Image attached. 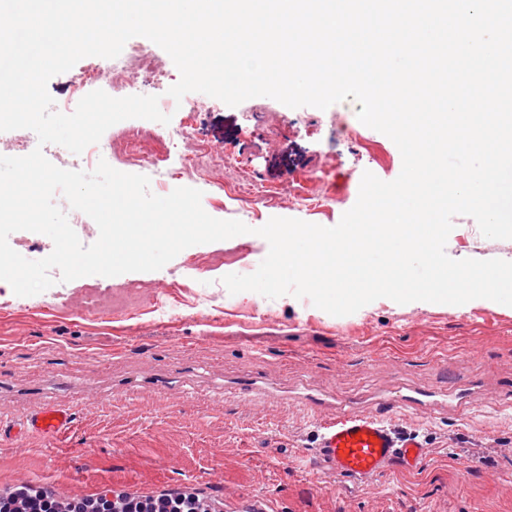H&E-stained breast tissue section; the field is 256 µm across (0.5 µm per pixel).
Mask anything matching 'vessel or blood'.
Wrapping results in <instances>:
<instances>
[{"label":"vessel or blood","instance_id":"vessel-or-blood-1","mask_svg":"<svg viewBox=\"0 0 512 512\" xmlns=\"http://www.w3.org/2000/svg\"><path fill=\"white\" fill-rule=\"evenodd\" d=\"M291 401L315 413L311 444L300 456V465L324 474L380 482L395 470H418L430 456V445L419 429L395 424L397 412L414 406L429 409L446 403L447 396L433 388L414 396L384 397L371 408L360 409L307 387ZM73 430L72 410L54 402L45 403L21 421H0V437L14 441L33 436L55 440Z\"/></svg>","mask_w":512,"mask_h":512}]
</instances>
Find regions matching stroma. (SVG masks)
Wrapping results in <instances>:
<instances>
[{
	"mask_svg": "<svg viewBox=\"0 0 512 512\" xmlns=\"http://www.w3.org/2000/svg\"><path fill=\"white\" fill-rule=\"evenodd\" d=\"M199 114L195 134L218 153H249L254 165L232 171L205 163L189 187L217 219H237L248 234L194 245L162 269L59 282L25 304L0 305V419H17L48 401L71 407L74 432L63 441L30 438L25 450L0 441V493L28 475L74 496L113 488L148 493L190 488L233 512L267 498L275 512H512V306L475 301L458 306L399 304L377 299L357 312L333 316L310 299L230 293L222 279L253 273L269 245L255 228L274 217L331 227L354 206L364 172L391 181L402 169L394 142L360 127L362 145L343 129L359 125L361 109L347 99L321 110L290 108L270 97L230 107L191 92ZM169 124L127 119L99 145L113 168L150 179L152 193L178 186L168 168L123 153L120 130H153L150 151L179 154ZM322 176L335 196L320 209L249 204L224 195L230 180L259 178L292 193L308 173ZM446 253L454 259L512 258V239L485 238L469 216L453 219ZM185 285L167 288L170 276ZM123 301L125 310L99 317L84 306L86 290ZM274 376L291 387L309 382L349 400L400 386H447L471 403L453 412L398 413L419 424L431 457L416 473L395 472L378 486L333 478L296 465L310 440V414L288 403L254 405L213 391L227 379ZM194 382L185 399L174 389ZM470 469H463V462Z\"/></svg>",
	"mask_w": 512,
	"mask_h": 512,
	"instance_id": "obj_1",
	"label": "stroma"
}]
</instances>
